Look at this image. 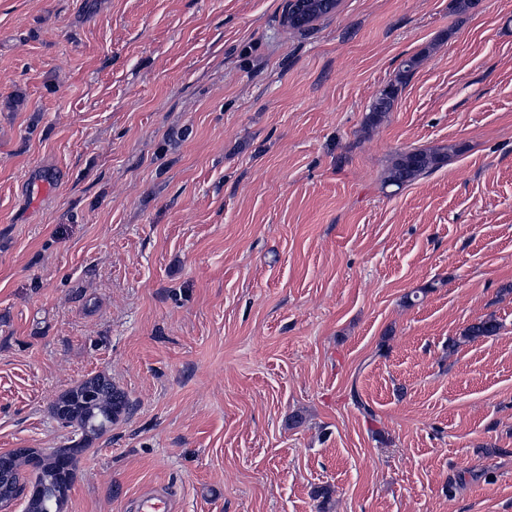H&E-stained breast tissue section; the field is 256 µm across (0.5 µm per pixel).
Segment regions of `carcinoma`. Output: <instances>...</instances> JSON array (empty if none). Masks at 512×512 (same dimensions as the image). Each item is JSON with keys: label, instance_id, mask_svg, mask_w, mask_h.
I'll use <instances>...</instances> for the list:
<instances>
[{"label": "carcinoma", "instance_id": "1", "mask_svg": "<svg viewBox=\"0 0 512 512\" xmlns=\"http://www.w3.org/2000/svg\"><path fill=\"white\" fill-rule=\"evenodd\" d=\"M398 95V85L389 84L374 101L369 121L377 123L391 111ZM447 159V153L435 150L400 152L388 170L386 183L401 188L434 171ZM501 324L493 315L479 318L469 325L462 340L474 341L496 335ZM53 418L72 429L73 438L60 448H15L0 455V463L8 465L13 475L10 496L24 500V512H62L68 492L60 491L63 481L73 485L81 456L93 441L126 418L131 404L126 393L103 374L87 378L60 394L51 405ZM33 483L40 493H26Z\"/></svg>", "mask_w": 512, "mask_h": 512}]
</instances>
